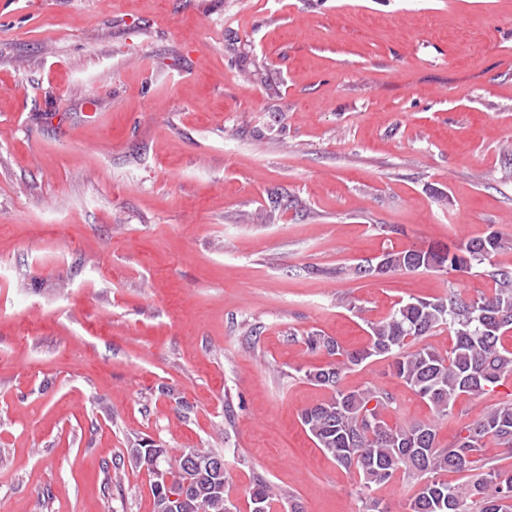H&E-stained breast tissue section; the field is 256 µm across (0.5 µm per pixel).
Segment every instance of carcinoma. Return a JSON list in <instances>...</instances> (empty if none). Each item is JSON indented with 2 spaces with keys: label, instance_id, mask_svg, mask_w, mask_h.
<instances>
[{
  "label": "carcinoma",
  "instance_id": "cac0c4a2",
  "mask_svg": "<svg viewBox=\"0 0 512 512\" xmlns=\"http://www.w3.org/2000/svg\"><path fill=\"white\" fill-rule=\"evenodd\" d=\"M512 241L491 232L461 241L451 251L437 247L390 249L379 260L387 273L430 271L477 273L488 278L491 292L465 295L455 288L433 299L401 300L383 321L372 323L368 343L350 350L331 336L311 333L300 343L323 351L325 364L304 372L312 384L328 391L321 402L301 413V423L316 447L347 471L359 476L363 512H385L372 488L403 472L420 482L406 512H512V466L499 464L490 448L512 458V399L488 408L465 425L446 447L438 439V422L448 419L462 397H479L512 375V347L504 344L512 331V266L493 257ZM446 328L453 344L442 352L424 343ZM378 357L391 360L393 374L432 409L429 421L391 424L394 397L384 388L344 385L348 371ZM131 462L150 475L154 512H237L227 494L229 472L224 456L212 450L184 448L171 458L154 444L129 449ZM162 470L163 484L155 478ZM185 490L171 501L168 492ZM275 493L256 479L249 491L250 512H272Z\"/></svg>",
  "mask_w": 512,
  "mask_h": 512
}]
</instances>
